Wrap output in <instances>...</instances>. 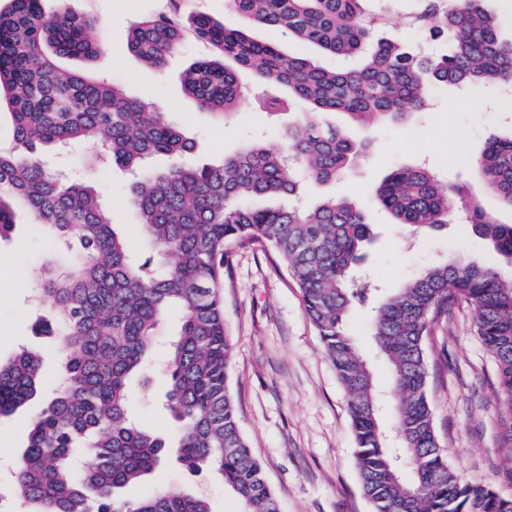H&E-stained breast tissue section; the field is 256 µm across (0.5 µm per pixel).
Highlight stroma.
I'll return each mask as SVG.
<instances>
[{
	"mask_svg": "<svg viewBox=\"0 0 512 512\" xmlns=\"http://www.w3.org/2000/svg\"><path fill=\"white\" fill-rule=\"evenodd\" d=\"M42 6L48 12L63 6L96 19L91 36L103 44V51L89 62L68 60V67L91 69L110 77L127 95L152 102L171 124L194 139V162L208 163L233 154L254 135L263 136L271 147H282L284 115L262 111L253 103L222 121L200 110L185 93L184 68L192 60L210 56L209 46L186 39L173 63L161 73L151 71L127 51L131 26L157 14L161 0H42ZM418 10V0H387L388 21L382 33L432 53L447 52L446 43L426 39L415 27ZM493 135H512V92L490 87L476 95L457 87L441 88L426 110L405 123L385 124L368 132L370 153L355 174L333 185L308 188L302 201L311 206L321 196L336 194L366 210L373 240L356 276L359 286L396 288L452 255L495 267L503 277H511L512 264L474 234L470 224L459 222L438 232L417 233L395 223L374 203L375 188L392 169L423 164L441 177L467 181L487 211L501 223L512 224V212L484 193L472 173L473 158ZM458 136L468 145L463 158L454 145ZM43 159L49 167L65 168L93 184L111 223L124 231L133 253L149 250L125 202L126 187L110 161L88 166L77 148L65 153L51 149ZM55 249L41 227L24 215L11 235L0 240V360L23 347L37 351L42 360V396L59 386L64 355L56 339L33 335L31 325L38 313L27 293L15 292L11 281L19 272L34 278ZM223 295L233 343L229 384L242 431L264 467L281 512H372L360 488L347 396L281 260L259 246L233 249ZM371 321L366 307L354 308L345 320V330L369 363L377 386L387 391L390 371L377 353ZM474 324V308L461 301L424 340L434 427L454 472L512 493V460L499 447L501 394L496 365ZM166 390V377L152 372L146 381L133 384L129 411L141 427L168 437L172 430L163 405ZM39 405L35 399L14 414L0 417V512L15 508L11 474ZM167 486L206 496L211 512L241 510L238 498L218 479L188 474L172 461L146 474L125 495L144 497Z\"/></svg>",
	"mask_w": 512,
	"mask_h": 512,
	"instance_id": "1",
	"label": "stroma"
}]
</instances>
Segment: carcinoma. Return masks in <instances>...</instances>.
<instances>
[{"label":"carcinoma","mask_w":512,"mask_h":512,"mask_svg":"<svg viewBox=\"0 0 512 512\" xmlns=\"http://www.w3.org/2000/svg\"><path fill=\"white\" fill-rule=\"evenodd\" d=\"M0 10V98L14 125L0 147V239L19 210L55 240L59 260L36 278V296L52 312L35 332L55 336L66 356L64 382L33 417L14 470L22 512H211L207 500L176 486L128 499L122 490L167 459L186 472L208 471L241 502V512H279L253 455L228 384L232 346L220 288L227 247L264 246L280 257L300 290L305 311L348 397L361 487L374 512H512V495L461 478L434 428L424 337L458 301L476 312V333L494 359L505 419L501 447L512 460V279L459 256L393 288L374 306L370 333L388 364L397 443L379 422V396L366 361L344 321L367 304L351 279L370 236L366 212L348 198L314 209L295 205L303 179L323 184L343 176L366 144L323 125L342 112L356 126L402 120L422 111L433 91L457 85L512 90V38L500 32L483 0H419L416 20L452 49L414 54L375 38L366 0H228L239 23L227 25L183 9L135 23L126 48L163 71L186 33L214 54L182 72L199 109L229 118L246 97L242 74L262 86L288 89L309 111L288 123L284 146L253 141L214 164L184 161L144 171L156 156L186 157L195 142L152 104L116 83L62 66V58L95 59L89 39L96 20L67 8L47 13L42 0H9ZM281 30L355 64L330 70L286 54L254 36ZM84 145L93 162L107 158L132 176L127 202L152 251L134 258L126 236L106 216L95 187L47 168L46 146ZM473 170L500 206L512 212V138L491 137ZM263 199L269 205L258 207ZM375 200L396 223L440 230L458 202L466 221L512 262V225L486 212L465 183L447 185L421 166L388 173ZM180 327L165 350V394L174 439L129 417L131 383L144 377L157 343L153 330L167 313ZM41 360L22 349L0 361V416L40 394Z\"/></svg>","instance_id":"1"}]
</instances>
